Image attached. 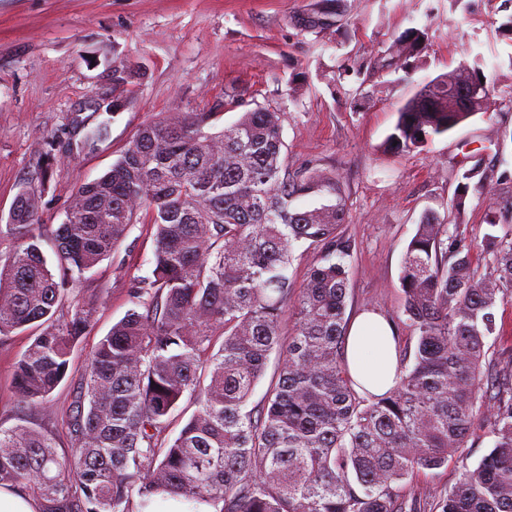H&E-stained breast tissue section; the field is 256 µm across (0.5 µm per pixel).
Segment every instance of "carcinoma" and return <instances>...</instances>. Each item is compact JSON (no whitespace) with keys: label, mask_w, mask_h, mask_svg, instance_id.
Returning a JSON list of instances; mask_svg holds the SVG:
<instances>
[{"label":"carcinoma","mask_w":512,"mask_h":512,"mask_svg":"<svg viewBox=\"0 0 512 512\" xmlns=\"http://www.w3.org/2000/svg\"><path fill=\"white\" fill-rule=\"evenodd\" d=\"M322 0L309 29L340 16ZM428 33L402 34L398 60L419 55ZM133 67H112L116 115ZM453 69L434 79L431 102L410 99L386 140L414 152L473 116L448 111ZM210 112H171L145 124L110 169L82 184L68 221L52 230L55 266L38 245L40 195L17 194L7 229L20 245L0 267V340L41 328L14 366L22 402L38 407L67 377L71 350L94 306L71 301L142 217L155 229L151 276L134 281V307L90 353L69 409L70 453L36 424L0 426V488L19 489L39 512H154L157 497L181 512H512V359L490 343L499 305L512 302V224L492 215L481 239L425 211L401 264L403 313L417 342L385 394L353 387L344 356L352 242L337 183L288 171L284 113L258 107L210 132ZM475 164L453 207L464 210ZM335 202L300 208L304 197ZM313 256L305 286L289 267L296 244ZM488 257L481 273L472 253ZM290 333L283 331L286 317ZM220 347H215V344ZM279 354L261 409L247 408ZM197 409L170 437L184 397ZM489 452L459 482L420 502L408 487L467 447L477 413Z\"/></svg>","instance_id":"cac0c4a2"}]
</instances>
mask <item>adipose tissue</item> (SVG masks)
<instances>
[{"label":"adipose tissue","instance_id":"ef3b65f1","mask_svg":"<svg viewBox=\"0 0 512 512\" xmlns=\"http://www.w3.org/2000/svg\"><path fill=\"white\" fill-rule=\"evenodd\" d=\"M346 353L356 387L380 395L393 386L397 366L394 332L381 315L365 312L353 321Z\"/></svg>","mask_w":512,"mask_h":512}]
</instances>
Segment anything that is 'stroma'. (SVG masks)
Returning a JSON list of instances; mask_svg holds the SVG:
<instances>
[{
    "label": "stroma",
    "mask_w": 512,
    "mask_h": 512,
    "mask_svg": "<svg viewBox=\"0 0 512 512\" xmlns=\"http://www.w3.org/2000/svg\"><path fill=\"white\" fill-rule=\"evenodd\" d=\"M316 0H0V263L18 246L2 232L21 188L41 196L40 248L53 255L51 228L65 221L78 186L103 175L146 123L169 112H212L215 129L257 107L281 110L288 168H313L338 182L348 207L342 226L348 259L347 317L364 310L403 318V254L423 212L435 210L468 235L485 230L488 210L512 208V40L500 24L512 0H345L333 26L311 31L301 20ZM429 40L400 69H377L409 27ZM481 56L495 94L473 116L421 151L383 152L399 108L421 86ZM138 67L126 106L106 141L83 144L82 124H96L97 99L112 93V67ZM480 165L486 189L470 192L463 213L452 207L464 171ZM155 239L133 225L121 244L76 285L92 298L90 327L76 343L71 371L45 406L22 407L13 385L16 361L36 331L0 342V426L27 421L52 429L67 455L64 424L80 391L86 359L132 308L130 285L149 276ZM487 422L476 416L471 445L445 467L426 472L416 497L444 493L462 466L488 453Z\"/></svg>",
    "instance_id": "35a3bbf8"
}]
</instances>
